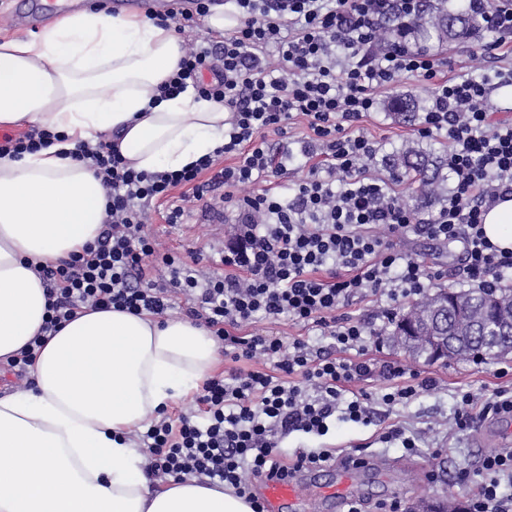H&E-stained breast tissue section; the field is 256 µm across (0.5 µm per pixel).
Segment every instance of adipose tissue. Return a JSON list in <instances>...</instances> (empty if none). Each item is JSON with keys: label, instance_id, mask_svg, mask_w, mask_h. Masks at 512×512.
<instances>
[{"label": "adipose tissue", "instance_id": "adipose-tissue-1", "mask_svg": "<svg viewBox=\"0 0 512 512\" xmlns=\"http://www.w3.org/2000/svg\"><path fill=\"white\" fill-rule=\"evenodd\" d=\"M183 54L138 15H62L0 40V126L64 134V149L116 142L138 171H174L224 142L223 105L193 92L158 99ZM105 189L55 149L0 155V362L36 336L48 302L38 266L82 251L101 229ZM220 360L191 320L84 310L45 342L30 387L0 396V512H252L198 479L157 486L130 437Z\"/></svg>", "mask_w": 512, "mask_h": 512}]
</instances>
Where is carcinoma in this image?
I'll return each instance as SVG.
<instances>
[{"label":"carcinoma","mask_w":512,"mask_h":512,"mask_svg":"<svg viewBox=\"0 0 512 512\" xmlns=\"http://www.w3.org/2000/svg\"><path fill=\"white\" fill-rule=\"evenodd\" d=\"M478 25L469 16L461 0L451 6L437 3L430 7L427 16L417 20L411 27L414 43L425 47L430 43L441 46L463 35H469ZM429 101L415 96H400L390 104L391 110L403 121L414 114L427 110ZM390 174L397 181L414 179L419 182L424 199L431 203L441 198L443 184L448 177L442 174L443 161H434L431 154L407 148L391 154ZM448 306V334L457 337L460 347L454 354L458 360L492 361L500 357L507 345L495 338H481L482 325L493 324L512 315V286L495 292L476 291L449 292L439 290L413 304L410 311L395 323L393 338L413 356L438 359L442 346L438 329L431 326L438 311Z\"/></svg>","instance_id":"cac0c4a2"}]
</instances>
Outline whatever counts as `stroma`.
Listing matches in <instances>:
<instances>
[{
	"mask_svg": "<svg viewBox=\"0 0 512 512\" xmlns=\"http://www.w3.org/2000/svg\"><path fill=\"white\" fill-rule=\"evenodd\" d=\"M43 0H0V36L24 37L38 34L50 26L53 16L45 15ZM481 35L472 34L444 46H433L431 54L446 62L453 74H483L496 65L490 57H470L471 45L480 43ZM432 88L420 80H407L401 86L379 94L377 106L360 127L379 144L372 162L375 171L387 175L385 161L404 147L446 153L445 137H419L415 122L399 120L386 104L390 98L403 95L428 97ZM190 213L181 224H169L164 219L165 208L153 203L144 224L145 231L178 254L196 252L201 269H209L208 255L214 243L227 240L232 232L233 217L222 205L205 208L189 203ZM400 251L420 261L432 279L430 291L448 289L454 292L470 290L463 274V261L446 244L429 241L410 234L397 241ZM367 357L383 362H399L422 376L434 378L435 389L422 392L407 402L386 407L376 405L371 424L331 420L326 435L294 432L281 437L278 451L283 463H290L299 449L336 448L345 454L381 460L383 472L360 473L348 491L349 500L359 501L362 512H381L384 504L400 502L403 512L421 502L450 499L466 504L472 490L456 484V470H478L487 454L512 448V419L494 416L485 420L491 432L484 441H477L474 432H456L454 412L460 392L470 391L488 398L498 387L512 384V373L498 376L499 368L512 366V355L489 363L463 360L428 362L408 355L396 346L391 335H384L380 344H368ZM404 428L407 436L415 437L416 453L407 452L400 441L381 442L380 436L390 424Z\"/></svg>",
	"mask_w": 512,
	"mask_h": 512,
	"instance_id": "obj_1",
	"label": "stroma"
}]
</instances>
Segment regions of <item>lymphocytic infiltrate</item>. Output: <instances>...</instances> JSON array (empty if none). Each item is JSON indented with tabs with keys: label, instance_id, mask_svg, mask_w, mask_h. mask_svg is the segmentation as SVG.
Wrapping results in <instances>:
<instances>
[{
	"label": "lymphocytic infiltrate",
	"instance_id": "lymphocytic-infiltrate-1",
	"mask_svg": "<svg viewBox=\"0 0 512 512\" xmlns=\"http://www.w3.org/2000/svg\"><path fill=\"white\" fill-rule=\"evenodd\" d=\"M239 25L222 35L199 36L213 0L192 9L148 12L185 37L184 55L159 87L161 97L193 90L229 112L224 143L177 171L129 167L106 141L79 145L74 159L89 162L106 188L102 230L81 253L39 267L48 316L40 335L11 366L26 374L43 336L85 308L148 312L163 318L175 295L189 303L188 317L206 327L233 360L263 359L272 371L233 369L211 378L198 397L202 420L151 419L140 434L153 480H219L265 512L251 480L286 477L278 461L279 437L322 434L333 417L371 423L370 397L345 399L348 386L371 375L385 381L379 399L392 407L435 388L395 362L350 358L396 317V305L423 295L428 276L415 258L396 248L415 231L460 245L467 281L494 290L512 279V250L484 234L486 212L512 198V117L489 111L492 83L512 84V0H466L467 11L496 30L498 61L479 78L451 76L427 52L380 38L383 20L408 29L424 0H232ZM420 77L433 85L431 105L417 127L420 137L445 133V165L452 185L429 218L406 206L396 183L374 174L373 138L357 124L375 108L379 92ZM306 122L303 166L307 174L294 197L273 192V179L288 171L290 154L274 149L269 134L287 136ZM227 165H220V158ZM219 193L238 223L218 251L223 273L200 275L193 264L146 235V207L168 203L165 220L182 223L188 200ZM385 298L374 321L343 315L350 298ZM319 330L331 341L317 350L302 339L258 330L239 335L245 323L281 315ZM512 415V391L496 390L482 402L463 392L455 412L459 430L477 420ZM457 481L474 485L466 512H512V452L485 456L478 472L459 470Z\"/></svg>",
	"mask_w": 512,
	"mask_h": 512
}]
</instances>
